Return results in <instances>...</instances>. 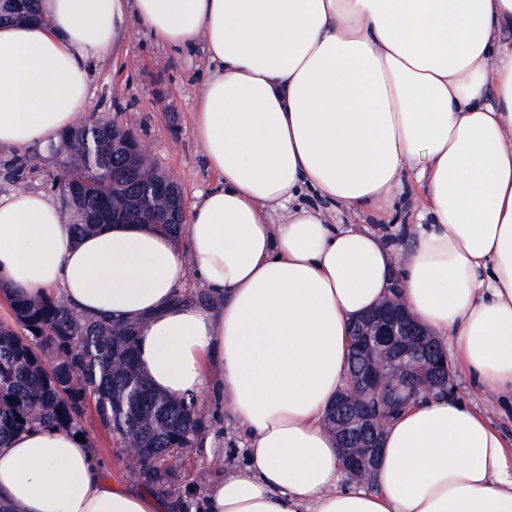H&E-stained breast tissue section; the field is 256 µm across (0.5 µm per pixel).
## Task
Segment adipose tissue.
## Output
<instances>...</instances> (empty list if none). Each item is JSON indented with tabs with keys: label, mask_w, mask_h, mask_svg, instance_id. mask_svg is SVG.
Masks as SVG:
<instances>
[{
	"label": "adipose tissue",
	"mask_w": 512,
	"mask_h": 512,
	"mask_svg": "<svg viewBox=\"0 0 512 512\" xmlns=\"http://www.w3.org/2000/svg\"><path fill=\"white\" fill-rule=\"evenodd\" d=\"M0 25V149L49 146L90 103L91 58L137 22L210 61L193 130L220 180L186 210V247L136 224L78 237L43 192L0 194V282L136 327L140 368L173 396L215 393L246 464L205 512H512V449L481 412L416 402L384 431L373 486L346 482L325 416L351 325L394 288L450 341L455 368L512 403V0H41ZM415 170L431 221L404 258L329 224L311 194L391 206ZM280 223H272V213ZM195 274L212 298L182 288ZM21 512H173L110 479L75 434L0 447ZM13 8L0 10V24L9 23H40L44 21L39 11V0H21Z\"/></svg>",
	"instance_id": "adipose-tissue-1"
}]
</instances>
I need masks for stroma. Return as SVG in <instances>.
<instances>
[{"label": "stroma", "mask_w": 512, "mask_h": 512, "mask_svg": "<svg viewBox=\"0 0 512 512\" xmlns=\"http://www.w3.org/2000/svg\"><path fill=\"white\" fill-rule=\"evenodd\" d=\"M90 69V111L118 122L146 142L156 165L175 177L184 201L193 200L215 184L216 177L192 128L196 97L208 72L203 46L175 49L133 26L118 38L108 56L92 61ZM327 211L332 223L367 225L397 252H405L411 243L412 226L419 223L421 213L414 175L405 173L384 218H376L368 210L355 216L332 205ZM448 396L485 414L512 444L511 408L486 397L459 371L452 374ZM200 404L204 434L214 438L216 446L209 453L186 458L175 468L178 490L186 495L193 510L212 482L245 463L232 419L218 414L212 399H201ZM81 424L110 477L128 482L126 456L119 442L94 413H86Z\"/></svg>", "instance_id": "obj_1"}]
</instances>
